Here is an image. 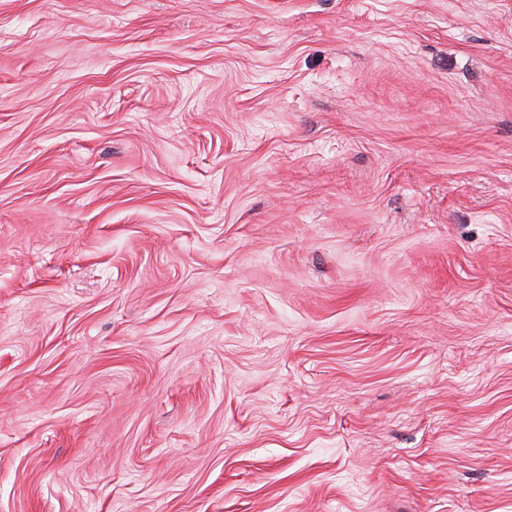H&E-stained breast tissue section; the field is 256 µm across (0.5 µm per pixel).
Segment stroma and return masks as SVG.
<instances>
[{"label": "stroma", "instance_id": "obj_1", "mask_svg": "<svg viewBox=\"0 0 512 512\" xmlns=\"http://www.w3.org/2000/svg\"><path fill=\"white\" fill-rule=\"evenodd\" d=\"M0 512H512V0H0Z\"/></svg>", "mask_w": 512, "mask_h": 512}]
</instances>
